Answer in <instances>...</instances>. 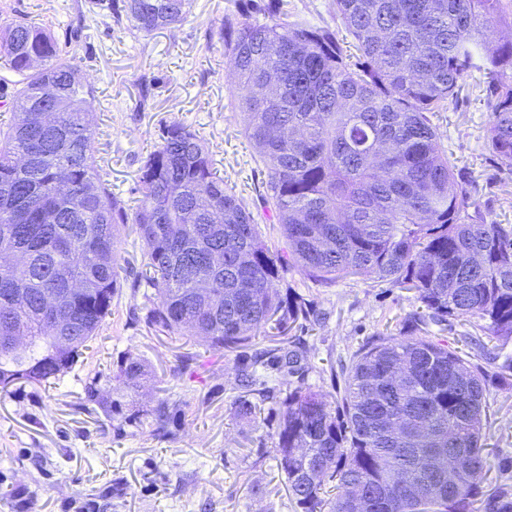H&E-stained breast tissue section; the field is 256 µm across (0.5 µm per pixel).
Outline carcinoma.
<instances>
[{
	"label": "carcinoma",
	"mask_w": 512,
	"mask_h": 512,
	"mask_svg": "<svg viewBox=\"0 0 512 512\" xmlns=\"http://www.w3.org/2000/svg\"><path fill=\"white\" fill-rule=\"evenodd\" d=\"M335 3L351 51L329 27L278 23L288 0H245L220 28L244 135L268 168L264 201L284 238L276 252L217 175L203 139L181 122L160 128L127 212L92 163L95 89L83 67L45 26L7 27L0 63L19 80L12 120L0 129L1 389L71 372L124 282L159 296L150 324L213 352L307 319L303 297L274 287L288 266L325 284L374 278L412 292L438 322L475 318L488 341L512 339V224L487 220L471 201V183L433 123L475 84L491 107L494 157L512 173V39L487 40L512 24V3ZM88 5L150 34L182 23L192 0ZM47 84L57 90L50 105ZM47 108L51 126L40 120ZM47 207L60 209L57 223L40 221ZM128 226L144 246L138 268L120 263ZM45 294L58 307L44 306ZM61 311L64 347L54 334ZM270 365L300 379L306 372L296 346L259 352L239 368L245 394L234 414L247 424L267 410L275 416L269 452L301 512H354L360 490L368 512H512V486L484 487L489 379L444 341L374 337L354 355L334 407L301 382L276 397L259 374ZM147 376L138 357L119 366L127 390ZM84 391L108 416L122 415L97 380ZM175 414L166 399L151 409L160 427ZM450 448L468 456L451 479Z\"/></svg>",
	"instance_id": "carcinoma-1"
}]
</instances>
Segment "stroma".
Listing matches in <instances>:
<instances>
[{
	"instance_id": "35a3bbf8",
	"label": "stroma",
	"mask_w": 512,
	"mask_h": 512,
	"mask_svg": "<svg viewBox=\"0 0 512 512\" xmlns=\"http://www.w3.org/2000/svg\"><path fill=\"white\" fill-rule=\"evenodd\" d=\"M86 0H0V34L18 19L46 26L73 53L95 87V163L113 194L137 198L139 169L162 124L179 121L209 147L225 184L253 212L269 246L281 244L264 208L268 171L242 130L235 75L220 39L239 0H193L182 25L144 35L130 24L92 19ZM281 23L298 19L341 29L334 0H288ZM490 110L478 89L436 113L441 148L473 183L472 200L488 219L512 224V174L501 171L487 137ZM283 283L303 296L314 317L286 338L299 343L304 383L335 402L342 369L372 337L407 331L419 310L412 293L376 280L324 286L289 268ZM155 296L118 288L112 313L74 370L54 383L19 382L0 390V512H298L277 471L269 439L274 417L242 425L232 405L245 354L206 351L193 337L171 336L146 321ZM425 333L479 364L491 378L487 443L489 485H512V392L496 381L512 359V340L492 351L475 345L468 318L428 322ZM144 359L151 378L125 392L127 423L85 400L84 384L117 389L127 355ZM168 399L177 415L160 430L149 411Z\"/></svg>"
}]
</instances>
